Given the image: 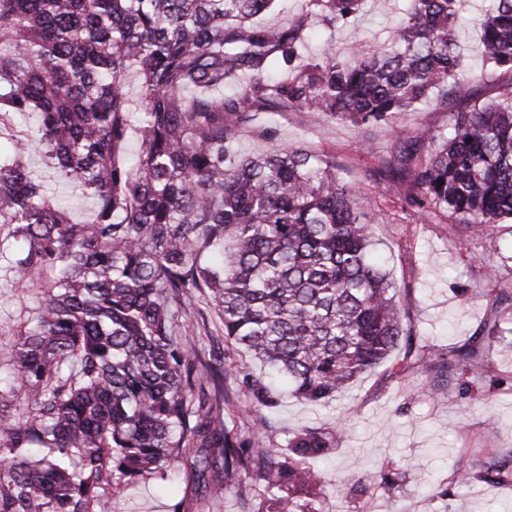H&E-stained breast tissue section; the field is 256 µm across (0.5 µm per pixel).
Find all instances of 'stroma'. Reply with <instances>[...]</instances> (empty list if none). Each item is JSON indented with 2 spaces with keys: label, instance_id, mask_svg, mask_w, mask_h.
I'll list each match as a JSON object with an SVG mask.
<instances>
[{
  "label": "stroma",
  "instance_id": "obj_1",
  "mask_svg": "<svg viewBox=\"0 0 512 512\" xmlns=\"http://www.w3.org/2000/svg\"><path fill=\"white\" fill-rule=\"evenodd\" d=\"M401 6L402 0H366L359 22L337 32L336 48L352 41H384L396 27ZM487 8L486 0H468L459 24L464 58L460 81L481 102L495 100L502 79L482 68ZM394 141L386 126L362 132L351 123L307 112H259L240 130L235 147L243 155L280 144L335 156L343 165L340 178L361 187L360 210L374 249L400 288L406 328L445 349L463 343L479 327L486 313L483 294L491 286L486 277L489 264L499 262V279L512 285V232L503 227L491 235L476 234L442 215L408 224L405 212L389 200L385 181L374 175ZM27 161L49 192L69 200L74 222L91 218L93 201L67 183L41 153H31ZM42 298L40 289L16 287L8 258L0 257L1 380H8L9 353ZM178 325L177 336L185 345L225 351L224 327L215 309L189 304ZM402 365L401 353H394L326 403L281 393L271 415L275 430L264 439V447L285 446L289 435L305 426L344 424V438L320 466L331 479L355 472L367 492L346 498L326 491L324 512H512V486L464 485L450 500L428 492L429 486L450 480L456 466L469 465L482 449L512 448V390L499 389L487 400L474 390L461 396L442 380L403 371ZM391 459L403 460L405 468L400 486L388 492L379 486V470ZM189 471L184 463L173 480L139 479L130 495L98 505L97 512H168L173 500L183 496Z\"/></svg>",
  "mask_w": 512,
  "mask_h": 512
}]
</instances>
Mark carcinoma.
<instances>
[{
	"instance_id": "obj_1",
	"label": "carcinoma",
	"mask_w": 512,
	"mask_h": 512,
	"mask_svg": "<svg viewBox=\"0 0 512 512\" xmlns=\"http://www.w3.org/2000/svg\"><path fill=\"white\" fill-rule=\"evenodd\" d=\"M277 2L0 0V121L35 117L29 138L0 153V224L12 226L17 284L44 289L0 392V512H94L185 460L193 476L211 473L215 495L243 473L255 478L265 496L252 512H321L328 481L314 463L345 429L304 427L284 452L256 448L231 437L205 385H243L245 411L267 432L261 410L277 408L280 383L326 401L397 350L406 371L489 382L487 398L505 383L491 353L512 334V286L489 290L483 324L440 352L404 327L336 157L235 150L254 112L387 123L400 136L383 171L401 205L481 233L512 220V79L497 100L449 113L451 135L401 136L403 117L436 91L464 95L456 22L466 0H409L387 41L340 54L309 53L308 32L352 24L365 0H302L272 20ZM491 3L484 63L512 74V0ZM133 130L141 144L130 162ZM32 149L95 201L90 222H74L34 178ZM203 292L225 343L263 374L219 358L200 371L174 325ZM402 476L391 460L380 485L392 491ZM472 482L512 485V450H486L437 495Z\"/></svg>"
}]
</instances>
